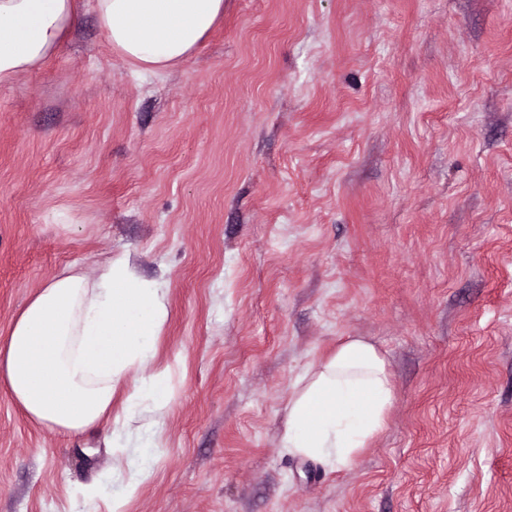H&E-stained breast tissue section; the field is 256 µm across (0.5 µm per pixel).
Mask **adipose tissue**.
Returning a JSON list of instances; mask_svg holds the SVG:
<instances>
[{"label":"adipose tissue","mask_w":512,"mask_h":512,"mask_svg":"<svg viewBox=\"0 0 512 512\" xmlns=\"http://www.w3.org/2000/svg\"><path fill=\"white\" fill-rule=\"evenodd\" d=\"M93 8L112 52L154 75L185 63L224 16V0H94ZM78 21L77 0H0V87L39 68ZM167 318L162 288L121 256L98 279L72 272L48 282L0 340V376L35 423L79 434L108 421L113 447H134L120 485L90 487L83 512H96L100 499L124 512L155 463V430L133 436L129 426L169 401L168 373L153 367ZM393 402L384 353L348 339L298 376L280 446L332 471L350 468L385 430Z\"/></svg>","instance_id":"adipose-tissue-1"}]
</instances>
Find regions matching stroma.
<instances>
[{
	"mask_svg": "<svg viewBox=\"0 0 512 512\" xmlns=\"http://www.w3.org/2000/svg\"><path fill=\"white\" fill-rule=\"evenodd\" d=\"M166 293L173 397L127 512H512V0H224L176 70L93 11L0 89V340L72 268ZM350 336L395 401L355 465L279 446ZM111 428L35 424L0 377V512H80Z\"/></svg>",
	"mask_w": 512,
	"mask_h": 512,
	"instance_id": "stroma-1",
	"label": "stroma"
}]
</instances>
